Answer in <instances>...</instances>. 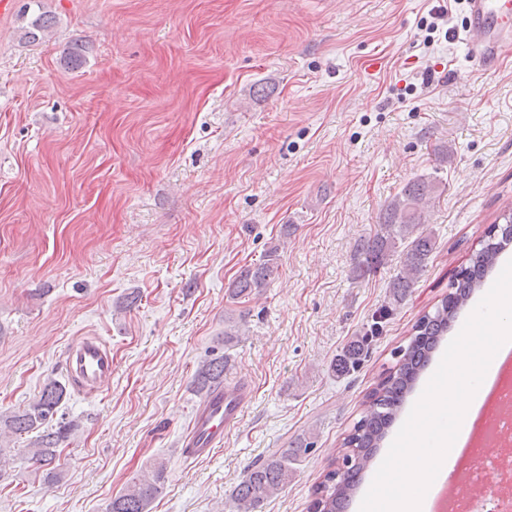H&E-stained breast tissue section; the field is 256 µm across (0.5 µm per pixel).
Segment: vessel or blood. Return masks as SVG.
<instances>
[{
    "label": "vessel or blood",
    "instance_id": "obj_1",
    "mask_svg": "<svg viewBox=\"0 0 512 512\" xmlns=\"http://www.w3.org/2000/svg\"><path fill=\"white\" fill-rule=\"evenodd\" d=\"M465 30L472 57L482 63L498 62L512 51V0H465ZM66 369L92 390L104 388L112 378V356L96 339L74 342L67 352ZM251 397L249 388L226 386L211 391L195 407L192 425L182 441L190 456L208 457L224 434L236 426Z\"/></svg>",
    "mask_w": 512,
    "mask_h": 512
}]
</instances>
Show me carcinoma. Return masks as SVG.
<instances>
[{
	"instance_id": "1",
	"label": "carcinoma",
	"mask_w": 512,
	"mask_h": 512,
	"mask_svg": "<svg viewBox=\"0 0 512 512\" xmlns=\"http://www.w3.org/2000/svg\"><path fill=\"white\" fill-rule=\"evenodd\" d=\"M435 189V183L426 178L409 181L385 207L376 234L357 246V269L365 274L388 263L396 240H410L401 271L392 283L390 304L393 306L405 299L433 250V243L421 230V224L426 221V211ZM509 242L512 243V232L501 234L498 240L494 235H488L481 248L470 257L469 265L457 273L451 284L452 292L441 300L434 313L419 318L409 343L396 351L397 360L392 371L370 394L365 415L344 439L343 446L347 449L343 455L347 463L345 471L340 476L334 470L328 471L316 486L312 503L315 512H345L361 484L360 476L370 467L373 449L385 438L405 395L412 390L433 351L448 333L458 313L468 306L473 293L481 287L504 245ZM278 259L279 245L274 244L258 264L240 271L228 287L229 298L235 300L261 294L268 287ZM366 347L364 336L353 341L335 359L334 371L345 374L355 370L366 356ZM225 364L222 356L203 362L194 379L197 390L207 394L223 385ZM65 395V386L48 382L26 409L0 415V432L17 435L40 431L29 454L35 462L51 465L60 443L68 436V429L63 425L51 429V422ZM301 452L299 445L248 468L232 493L234 512H263L265 502L288 484L292 465ZM165 481L164 466L153 467L113 497L108 512H148L150 504L163 493Z\"/></svg>"
}]
</instances>
